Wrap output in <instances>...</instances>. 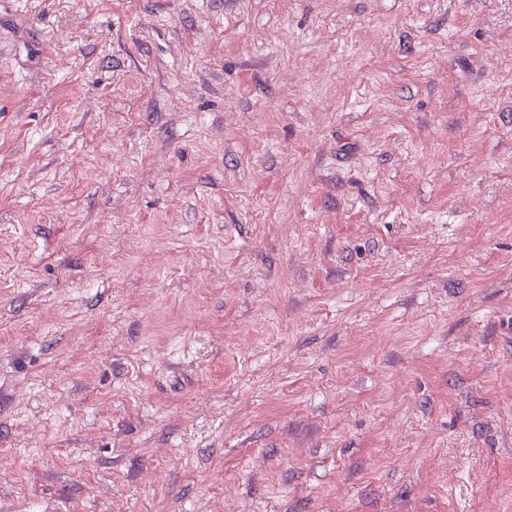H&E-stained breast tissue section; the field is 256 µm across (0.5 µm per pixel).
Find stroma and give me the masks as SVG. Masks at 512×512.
<instances>
[{
    "label": "stroma",
    "mask_w": 512,
    "mask_h": 512,
    "mask_svg": "<svg viewBox=\"0 0 512 512\" xmlns=\"http://www.w3.org/2000/svg\"><path fill=\"white\" fill-rule=\"evenodd\" d=\"M0 512H512V0H0Z\"/></svg>",
    "instance_id": "1"
}]
</instances>
